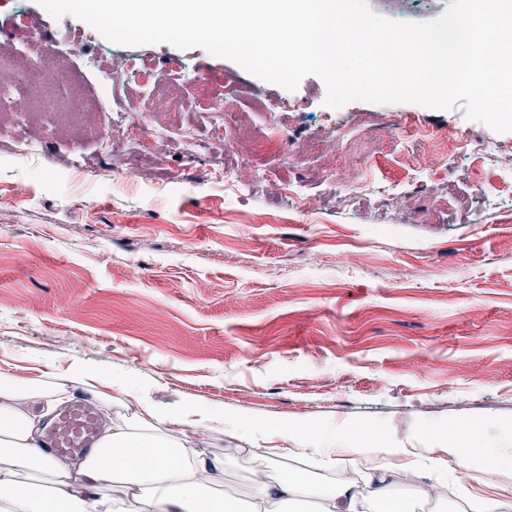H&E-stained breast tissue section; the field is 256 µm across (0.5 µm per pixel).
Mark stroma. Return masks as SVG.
<instances>
[{
	"mask_svg": "<svg viewBox=\"0 0 512 512\" xmlns=\"http://www.w3.org/2000/svg\"><path fill=\"white\" fill-rule=\"evenodd\" d=\"M45 39L75 42L61 62L81 75L83 110L55 127L0 114V367L124 376L139 391L113 406L125 419L143 399L176 422L210 416L200 449L223 457L221 488L243 507L263 448L279 480L355 469L362 498L380 469L412 457L426 481H447L427 512H471L482 497L512 512L501 494L512 478L460 471L443 452L461 419L491 443L512 430V171L492 159L512 152V131L459 104L333 109L316 76L288 90L201 46L119 44L38 0H0V43L15 58L40 55ZM115 53L181 79L184 107L158 114L151 83L115 82ZM40 57L46 73L61 63ZM105 93L131 119L97 111ZM222 98L250 141L214 124ZM254 98L306 108L272 117ZM452 142L483 152L452 157ZM228 159L245 187H225ZM304 423L393 453L325 466L287 436Z\"/></svg>",
	"mask_w": 512,
	"mask_h": 512,
	"instance_id": "stroma-1",
	"label": "stroma"
}]
</instances>
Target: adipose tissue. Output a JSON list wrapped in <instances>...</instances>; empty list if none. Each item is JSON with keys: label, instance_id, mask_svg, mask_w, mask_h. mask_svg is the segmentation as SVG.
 Wrapping results in <instances>:
<instances>
[{"label": "adipose tissue", "instance_id": "obj_1", "mask_svg": "<svg viewBox=\"0 0 512 512\" xmlns=\"http://www.w3.org/2000/svg\"><path fill=\"white\" fill-rule=\"evenodd\" d=\"M69 379L93 401L110 406L136 394L119 376L76 368ZM65 391L0 369V512H238L237 503L215 488L223 459L195 450V431L172 436L165 418L148 404L135 418L104 422L97 448L82 460L48 453L46 421ZM37 402L44 410L29 412ZM447 452L463 468L485 463L496 473H512V438L487 444L468 420L452 427ZM308 497L318 499L319 512H355L357 506L351 485L317 489L300 473L276 483L254 482L249 512H284L287 503Z\"/></svg>", "mask_w": 512, "mask_h": 512}]
</instances>
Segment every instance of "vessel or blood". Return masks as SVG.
<instances>
[{"label":"vessel or blood","instance_id":"obj_1","mask_svg":"<svg viewBox=\"0 0 512 512\" xmlns=\"http://www.w3.org/2000/svg\"><path fill=\"white\" fill-rule=\"evenodd\" d=\"M100 426L93 406L78 400L61 412L48 429L46 443L61 456H80L96 447Z\"/></svg>","mask_w":512,"mask_h":512}]
</instances>
